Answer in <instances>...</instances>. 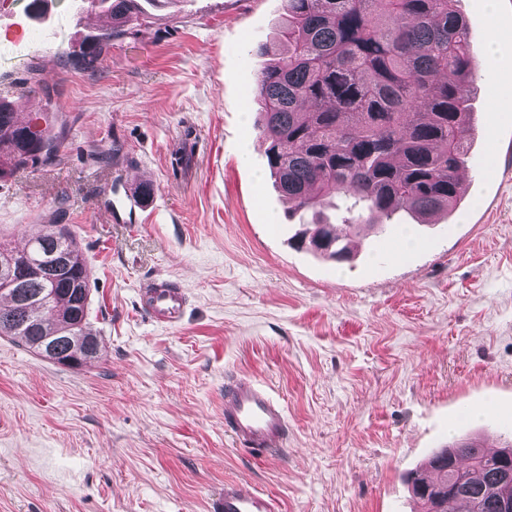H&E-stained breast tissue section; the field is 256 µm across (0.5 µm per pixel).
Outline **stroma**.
<instances>
[{
  "label": "stroma",
  "instance_id": "35a3bbf8",
  "mask_svg": "<svg viewBox=\"0 0 512 512\" xmlns=\"http://www.w3.org/2000/svg\"><path fill=\"white\" fill-rule=\"evenodd\" d=\"M8 0L0 97L63 129L51 163L0 180V240L66 224L101 354L71 368L0 336V512H208L228 480L281 512H417L406 476L454 439L512 435V12L457 0L480 77L463 203L368 234L343 263L297 248L300 217L254 122L257 46L284 0H166L96 70L80 0ZM154 181L146 212L111 196ZM189 296L152 323L151 279ZM288 414L269 456L224 430V383Z\"/></svg>",
  "mask_w": 512,
  "mask_h": 512
}]
</instances>
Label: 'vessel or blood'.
<instances>
[{
	"mask_svg": "<svg viewBox=\"0 0 512 512\" xmlns=\"http://www.w3.org/2000/svg\"><path fill=\"white\" fill-rule=\"evenodd\" d=\"M145 313L157 324L180 322L187 298L176 284L158 279L140 290ZM224 428L238 447L259 455L281 448L288 435V419L280 400L264 384L235 380L224 388ZM211 512H280L276 498L240 481L224 484V494L212 502Z\"/></svg>",
	"mask_w": 512,
	"mask_h": 512,
	"instance_id": "b4317fda",
	"label": "vessel or blood"
}]
</instances>
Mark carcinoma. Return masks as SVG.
<instances>
[{
	"instance_id": "1",
	"label": "carcinoma",
	"mask_w": 512,
	"mask_h": 512,
	"mask_svg": "<svg viewBox=\"0 0 512 512\" xmlns=\"http://www.w3.org/2000/svg\"><path fill=\"white\" fill-rule=\"evenodd\" d=\"M112 17L86 37L72 64L93 70L112 40L150 19L138 0H85ZM457 0H286L287 51L257 77V129L291 213L316 214L337 193L347 228L390 226L406 212L424 222L451 215L463 199L459 171L474 135L471 87L476 60ZM64 132L18 121L0 99V178L58 156ZM320 236L323 256L340 261L352 240L326 219L303 225L299 243ZM64 246L68 262L53 275L32 261L36 247ZM15 260L18 283L0 291V336L39 352L57 341L56 363L71 343L94 336L88 322L89 270L72 231L47 224L23 250L0 242ZM410 473L421 512H512V438L496 452L479 439L454 440Z\"/></svg>"
}]
</instances>
